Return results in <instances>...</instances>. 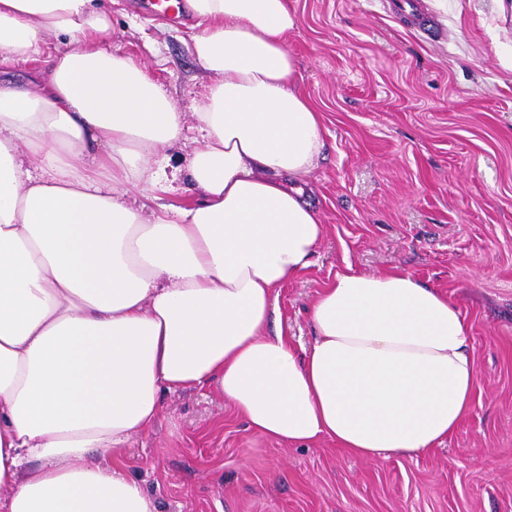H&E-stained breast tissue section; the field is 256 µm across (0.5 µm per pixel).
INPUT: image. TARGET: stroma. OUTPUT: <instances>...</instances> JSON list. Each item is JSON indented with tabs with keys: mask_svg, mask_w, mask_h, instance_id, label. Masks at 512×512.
<instances>
[{
	"mask_svg": "<svg viewBox=\"0 0 512 512\" xmlns=\"http://www.w3.org/2000/svg\"><path fill=\"white\" fill-rule=\"evenodd\" d=\"M297 85L323 112L313 198L326 226L312 265L279 291L281 326L311 340L307 310L336 274L394 266L448 294L472 326L469 416L444 446L360 459L328 439L291 448L251 434L213 387L165 395L131 438L130 473L161 512H512V0H420L428 28L387 0H288ZM113 52L185 112L156 211L194 191L185 159L210 79L201 26L137 0H99Z\"/></svg>",
	"mask_w": 512,
	"mask_h": 512,
	"instance_id": "35a3bbf8",
	"label": "stroma"
}]
</instances>
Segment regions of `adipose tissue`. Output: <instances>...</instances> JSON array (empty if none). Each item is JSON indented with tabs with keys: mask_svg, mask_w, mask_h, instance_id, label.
<instances>
[{
	"mask_svg": "<svg viewBox=\"0 0 512 512\" xmlns=\"http://www.w3.org/2000/svg\"><path fill=\"white\" fill-rule=\"evenodd\" d=\"M210 76L186 160L198 199L144 216L185 115L112 52L94 0H0V60L48 36L34 90L0 82V512H159L122 455L161 398L215 385L255 435L363 459L443 445L471 412V326L394 267L337 275L284 333L278 292L325 226L323 115L297 88L288 0H189ZM38 170H31V160Z\"/></svg>",
	"mask_w": 512,
	"mask_h": 512,
	"instance_id": "1",
	"label": "adipose tissue"
}]
</instances>
